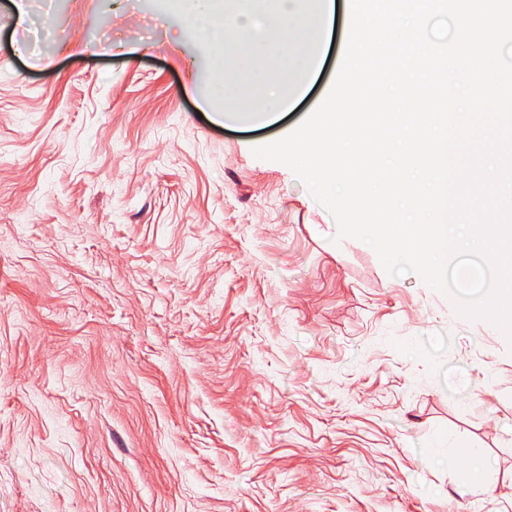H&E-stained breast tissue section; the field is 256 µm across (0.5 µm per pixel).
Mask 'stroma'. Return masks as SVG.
<instances>
[{
  "mask_svg": "<svg viewBox=\"0 0 512 512\" xmlns=\"http://www.w3.org/2000/svg\"><path fill=\"white\" fill-rule=\"evenodd\" d=\"M0 0V512H512V341L390 276L158 0ZM448 333L455 393L423 336ZM482 449L477 476L461 464Z\"/></svg>",
  "mask_w": 512,
  "mask_h": 512,
  "instance_id": "1",
  "label": "stroma"
}]
</instances>
